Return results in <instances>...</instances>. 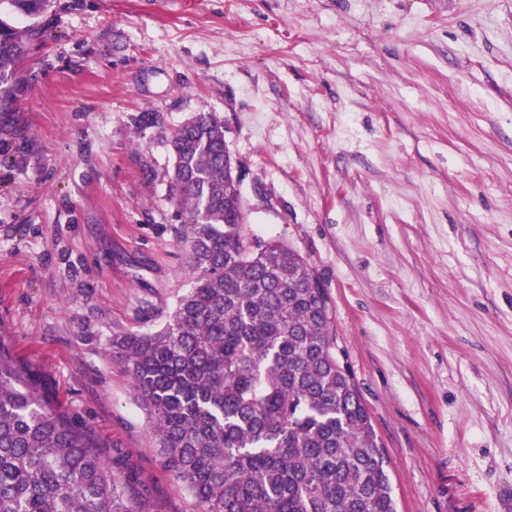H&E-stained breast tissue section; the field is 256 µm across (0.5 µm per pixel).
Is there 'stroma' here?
<instances>
[{
  "label": "stroma",
  "instance_id": "stroma-1",
  "mask_svg": "<svg viewBox=\"0 0 512 512\" xmlns=\"http://www.w3.org/2000/svg\"><path fill=\"white\" fill-rule=\"evenodd\" d=\"M37 24L0 112V340L135 467L140 512H197L112 354L191 286L165 138L196 112L224 122L248 233L324 279L398 512H499L512 0H53Z\"/></svg>",
  "mask_w": 512,
  "mask_h": 512
}]
</instances>
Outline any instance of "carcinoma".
<instances>
[{"mask_svg":"<svg viewBox=\"0 0 512 512\" xmlns=\"http://www.w3.org/2000/svg\"><path fill=\"white\" fill-rule=\"evenodd\" d=\"M52 0H0V112ZM192 288L154 332L112 337L161 467L199 512H397L389 459L336 355L320 276L282 238L250 236L224 169V123L199 113L166 139ZM136 473L107 463L0 343V512H138Z\"/></svg>","mask_w":512,"mask_h":512,"instance_id":"carcinoma-1","label":"carcinoma"}]
</instances>
